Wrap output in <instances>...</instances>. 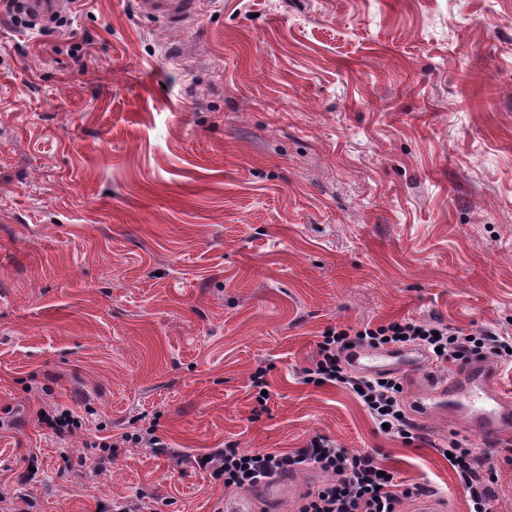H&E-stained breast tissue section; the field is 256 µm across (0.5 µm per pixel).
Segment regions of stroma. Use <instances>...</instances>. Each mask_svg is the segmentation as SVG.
<instances>
[{
    "mask_svg": "<svg viewBox=\"0 0 512 512\" xmlns=\"http://www.w3.org/2000/svg\"><path fill=\"white\" fill-rule=\"evenodd\" d=\"M0 0V493L10 512H221L214 449L326 436L401 486L512 512V431L408 445L302 383L322 332L396 318L512 337V0ZM83 43L84 54L71 50ZM268 368L270 398L250 379ZM71 410L61 439L40 410ZM155 427L163 450L121 443ZM119 445L99 472L91 441ZM201 0H145L141 1L144 12L171 25H186L195 21ZM439 448L448 458L447 452L453 455L448 458L455 468L458 477L469 494L470 512H492L489 495V484L494 481L493 473H484L480 469L477 459L469 448L463 446L453 438ZM448 447V448H445Z\"/></svg>",
    "mask_w": 512,
    "mask_h": 512,
    "instance_id": "35a3bbf8",
    "label": "stroma"
}]
</instances>
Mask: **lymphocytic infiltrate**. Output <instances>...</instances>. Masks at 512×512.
Here are the masks:
<instances>
[{
  "mask_svg": "<svg viewBox=\"0 0 512 512\" xmlns=\"http://www.w3.org/2000/svg\"><path fill=\"white\" fill-rule=\"evenodd\" d=\"M384 346L420 348L440 365H463L488 356L512 363V339L485 328L464 330L440 322L401 319L360 328L325 329L312 366L301 372L302 382L349 391L376 425L386 426L388 434L407 444L415 442L418 433L406 411L400 379L363 376L348 363L353 349ZM447 447L451 464L469 494L470 512H492L489 486L493 474L482 472L471 450L456 439H449ZM199 464L223 478L225 487L236 489H249L264 479L312 466L328 473V481L306 494L298 512H399L404 499L423 491L419 485L396 490L393 474L384 470L375 455L351 452L322 435L291 453L217 448L201 457Z\"/></svg>",
  "mask_w": 512,
  "mask_h": 512,
  "instance_id": "lymphocytic-infiltrate-1",
  "label": "lymphocytic infiltrate"
}]
</instances>
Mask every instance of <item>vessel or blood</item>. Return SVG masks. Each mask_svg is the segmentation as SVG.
Here are the masks:
<instances>
[{
    "label": "vessel or blood",
    "instance_id": "b4317fda",
    "mask_svg": "<svg viewBox=\"0 0 512 512\" xmlns=\"http://www.w3.org/2000/svg\"><path fill=\"white\" fill-rule=\"evenodd\" d=\"M201 0H143L148 15L171 25L193 21ZM351 364L360 374L377 377L398 375L413 379L419 376L429 382L425 394L410 403L414 417L425 421L429 415H459L465 427L481 438L501 434L512 426V397L497 385V372L485 364H474L452 372L440 370L417 349H359ZM292 476L266 480L244 496L224 503V512H288L293 501Z\"/></svg>",
    "mask_w": 512,
    "mask_h": 512
}]
</instances>
